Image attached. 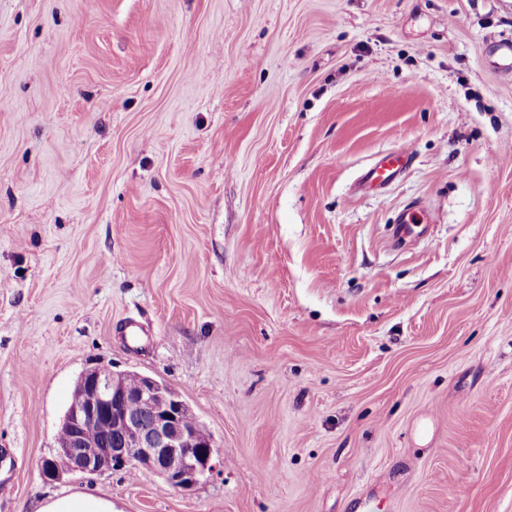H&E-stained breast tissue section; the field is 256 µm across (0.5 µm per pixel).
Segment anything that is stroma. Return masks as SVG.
<instances>
[{
    "label": "stroma",
    "instance_id": "stroma-1",
    "mask_svg": "<svg viewBox=\"0 0 512 512\" xmlns=\"http://www.w3.org/2000/svg\"><path fill=\"white\" fill-rule=\"evenodd\" d=\"M504 39L512 0H0V512H512ZM96 365L223 465L44 480ZM412 155L407 151L391 153L370 166L363 174L364 184L385 185L393 182L410 164ZM430 222L428 215L423 210L409 209L403 212L398 218V224L394 229V238L397 241L412 237L414 228L419 224H428ZM39 512H117L112 498L105 494L74 493L49 498Z\"/></svg>",
    "mask_w": 512,
    "mask_h": 512
}]
</instances>
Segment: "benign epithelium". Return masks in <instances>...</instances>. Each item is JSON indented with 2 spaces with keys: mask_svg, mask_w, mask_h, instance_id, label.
<instances>
[{
  "mask_svg": "<svg viewBox=\"0 0 512 512\" xmlns=\"http://www.w3.org/2000/svg\"><path fill=\"white\" fill-rule=\"evenodd\" d=\"M127 374L97 366L79 377L61 423L68 433L57 442V455L41 464L44 479L54 481L64 473L95 474L103 471L146 470L176 491H190L206 481L223 463L213 438H199L185 424L187 405L165 383L139 375L136 389ZM106 418L115 432V444L97 454L85 451L87 425Z\"/></svg>",
  "mask_w": 512,
  "mask_h": 512,
  "instance_id": "obj_1",
  "label": "benign epithelium"
}]
</instances>
